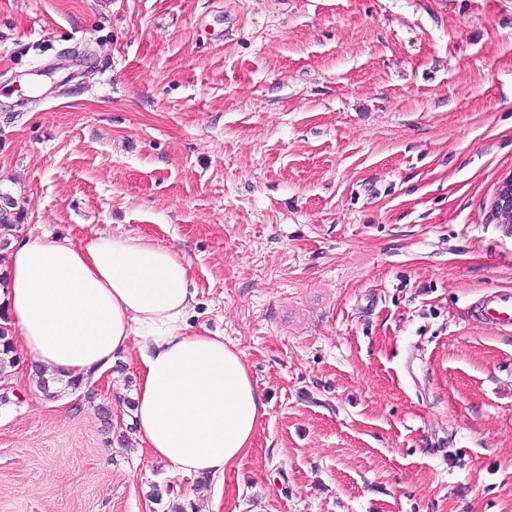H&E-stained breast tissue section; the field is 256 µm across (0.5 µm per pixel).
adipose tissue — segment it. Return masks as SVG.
<instances>
[{
    "label": "adipose tissue",
    "instance_id": "adipose-tissue-1",
    "mask_svg": "<svg viewBox=\"0 0 512 512\" xmlns=\"http://www.w3.org/2000/svg\"><path fill=\"white\" fill-rule=\"evenodd\" d=\"M0 289L20 348L70 379L99 375L137 343L134 424L177 472L218 477L247 455L266 407L239 351L192 333L189 265L173 250L105 232L14 242Z\"/></svg>",
    "mask_w": 512,
    "mask_h": 512
}]
</instances>
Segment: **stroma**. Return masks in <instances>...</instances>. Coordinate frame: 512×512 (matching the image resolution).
I'll use <instances>...</instances> for the list:
<instances>
[{"label": "stroma", "mask_w": 512, "mask_h": 512, "mask_svg": "<svg viewBox=\"0 0 512 512\" xmlns=\"http://www.w3.org/2000/svg\"><path fill=\"white\" fill-rule=\"evenodd\" d=\"M512 0H0L19 237L189 263L266 414L224 477L131 424L140 361L0 379V512H512ZM490 218L495 221L507 236H512V175L505 178L492 203ZM471 317L482 328L501 334L509 329L511 331L512 289L495 288L485 293L472 306Z\"/></svg>", "instance_id": "1"}]
</instances>
